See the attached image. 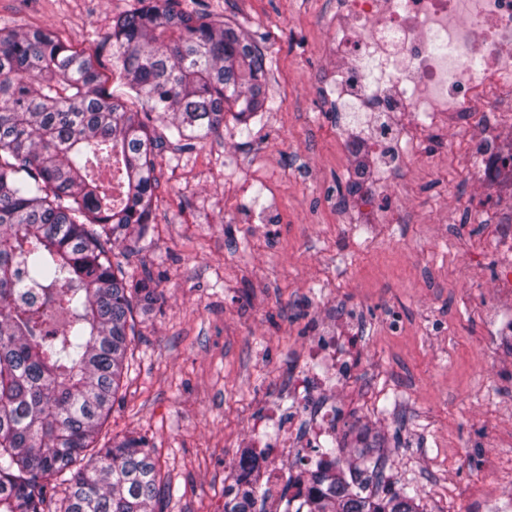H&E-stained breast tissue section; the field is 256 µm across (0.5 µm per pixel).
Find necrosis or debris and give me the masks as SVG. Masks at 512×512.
I'll return each mask as SVG.
<instances>
[{"mask_svg": "<svg viewBox=\"0 0 512 512\" xmlns=\"http://www.w3.org/2000/svg\"><path fill=\"white\" fill-rule=\"evenodd\" d=\"M332 9L336 70L330 91L348 111L376 121L380 148L416 139V131L392 124L400 112L422 116L434 132L464 133L477 122L481 136L466 142L482 163L475 179L512 169V153L499 137L506 114L497 106L512 99V0H333ZM348 374L343 364L322 374H295L294 401L254 421L255 440L297 445L308 464L317 465L313 450L335 436L338 408L323 404L305 438H297V422L306 397Z\"/></svg>", "mask_w": 512, "mask_h": 512, "instance_id": "1", "label": "necrosis or debris"}]
</instances>
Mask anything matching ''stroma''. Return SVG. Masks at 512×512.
<instances>
[{"label":"stroma","instance_id":"obj_1","mask_svg":"<svg viewBox=\"0 0 512 512\" xmlns=\"http://www.w3.org/2000/svg\"><path fill=\"white\" fill-rule=\"evenodd\" d=\"M329 0H175L235 20L269 63L268 111L241 132L165 149L149 243L133 270L161 299L132 343L106 423L146 437L172 496L164 512H224V480L251 424L289 406L312 325L346 337L349 379L312 396L345 413L346 451L374 444L377 495L416 491L424 512H512V313L489 259L503 198L472 181L456 133L419 130L385 177L371 124L342 122L323 87L336 61ZM138 0H0V29L52 30L96 50ZM364 167L357 194L351 175Z\"/></svg>","mask_w":512,"mask_h":512}]
</instances>
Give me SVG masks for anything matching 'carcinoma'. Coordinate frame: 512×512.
Instances as JSON below:
<instances>
[{"label":"carcinoma","mask_w":512,"mask_h":512,"mask_svg":"<svg viewBox=\"0 0 512 512\" xmlns=\"http://www.w3.org/2000/svg\"><path fill=\"white\" fill-rule=\"evenodd\" d=\"M116 17L118 85L97 54L53 31L0 30V512H155L169 492L143 437L99 443L127 373L134 308L153 311L151 271L121 258L149 235L157 159L248 125L265 108L267 63L242 29L173 0ZM124 245L116 255L115 245ZM297 473L306 512H422L407 490L380 497L320 448ZM265 449L242 450L224 512H257Z\"/></svg>","instance_id":"obj_1"}]
</instances>
